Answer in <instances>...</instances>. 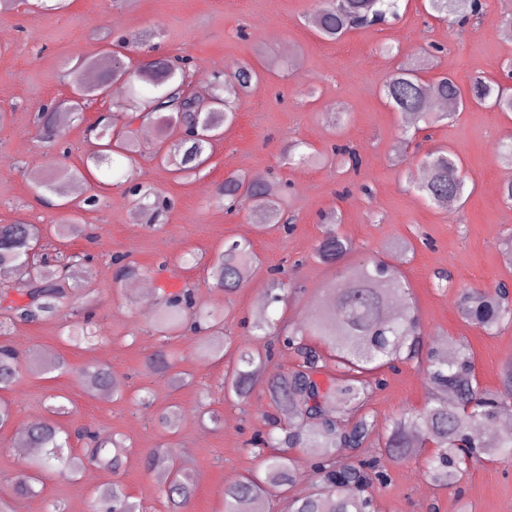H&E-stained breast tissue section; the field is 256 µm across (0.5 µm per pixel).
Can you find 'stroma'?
Listing matches in <instances>:
<instances>
[{"mask_svg":"<svg viewBox=\"0 0 512 512\" xmlns=\"http://www.w3.org/2000/svg\"><path fill=\"white\" fill-rule=\"evenodd\" d=\"M483 3L478 22L461 29L427 15L421 0H409L399 20L350 31L338 41L322 39L310 24L316 0H70L62 11L29 10L20 2L0 9V224L42 225L49 255H92L94 291L91 305L68 306L61 319L17 325L9 338L22 357L62 354L72 370L53 376L23 367L14 389L0 395L14 408L11 424L0 429V493L10 492L29 470L19 461L18 429L44 418L49 396L57 393L69 400L70 412L61 419L64 427L86 426L125 439L128 452L115 476L140 512H170L159 491L158 472L144 464L148 449L159 444L173 442L180 465L195 479L189 512H224L229 477H241L259 463L250 440L271 429L278 415L265 384H258L245 402L225 397L221 382L232 356L201 359L189 333L161 342L149 327L152 311L143 307L132 280H117L111 263L116 253L146 271L166 262V271L152 279V286L193 287L197 307L223 308L224 337L237 345L247 336L245 321L256 318L253 304L266 292L269 269L283 268L300 291L288 302L266 307V314L287 323L314 315L324 289L339 275L338 267L313 256L325 232L323 215L338 210V230L354 245L351 261L391 254L411 285L424 332L454 343L467 341L481 388H500L503 369L512 362V326L491 335L477 332L461 318L456 302L462 289L512 281V255L504 247L512 239V206L500 194L502 185L512 181V165L499 159L502 140L512 134V120L489 109L466 110L431 128L428 141L401 149L397 142L406 122L382 96L398 60L430 43L441 50L426 80L444 72L463 86L477 74L502 79L500 66L512 58V41L497 33L512 27V0ZM136 34L143 35L145 45L132 51L131 59H143L152 47L163 55L192 58L199 82L214 69L254 62L261 47L284 60L299 58L300 65L254 85L208 162L189 176L172 174L153 157L159 141H174V131L142 128V155L130 175L172 202L155 228L142 226L123 186L100 172L82 187L83 193L100 196L96 209L79 212L84 233L57 238L50 230L66 211L42 201L45 185L58 170L85 164L95 150L87 126L127 94L120 91L113 101L90 104L58 145L37 137L35 114L40 104L68 96V58L89 49L103 52ZM312 85L319 89L313 97L307 94ZM340 107L349 120L339 131H330L324 118ZM296 139L321 152L335 143L350 145L358 150L361 165L355 170L334 162L286 165L283 151ZM435 145L457 153L467 175L465 202L452 213L429 205L415 189L421 159ZM231 174L250 179L259 174L276 184L293 220L292 231L255 227L245 209L227 213L214 192ZM243 234L260 259L250 287L226 294L207 288L202 268L182 261L187 252L210 255L222 249L225 239ZM398 241L409 242L410 250L391 253ZM441 272L450 276L444 288L438 285ZM83 320L101 330L103 341L88 351L65 346L60 339L63 322ZM163 343L178 351L176 368L189 374L188 385L171 389L148 370L147 357ZM89 363L111 367L125 381L127 396L86 393L79 371ZM383 376L385 387L367 405L381 432L430 397L417 362ZM143 388L155 392L154 404L146 410L131 400ZM171 405L183 412L174 435L158 421ZM212 410L222 413V425L210 423ZM111 476L95 464L72 480L47 476L38 493L17 499L16 510L53 512L61 502L65 512H91L94 489ZM374 496L377 512H428L433 504L439 512H512V463L483 461L457 486L441 489L429 480L422 457H412L393 465L391 483Z\"/></svg>","mask_w":512,"mask_h":512,"instance_id":"obj_1","label":"stroma"}]
</instances>
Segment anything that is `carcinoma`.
<instances>
[{
  "label": "carcinoma",
  "mask_w": 512,
  "mask_h": 512,
  "mask_svg": "<svg viewBox=\"0 0 512 512\" xmlns=\"http://www.w3.org/2000/svg\"><path fill=\"white\" fill-rule=\"evenodd\" d=\"M403 0H319L312 23L318 35L328 41H337L353 29L389 24L397 20ZM427 12L445 15L453 25L464 17L478 20L483 11L475 10L474 0H424ZM441 48L429 44L406 59L383 85L387 103L410 125L421 130L420 124L431 126L454 116L452 112H430L426 95L432 89L442 98L464 108L468 105L486 107L505 116L512 115V89L496 79L484 75L470 78L462 88L456 79L443 73L432 82L423 74L430 69L434 53ZM258 65L244 64L237 68L234 80H225L224 71L211 75L216 102L211 112H195L192 101L171 92L188 85L194 70L167 66L155 69L149 59L138 64L123 63L112 70L111 59L120 56L109 51L103 56L86 60L74 56V64L67 76L71 89L69 97L54 104L55 111L38 112L37 135L48 141H58L66 134L67 123L82 118L81 98L95 93V86L85 82L91 70L104 79L122 81L129 87V104H118L112 114L101 115L86 128L96 141L97 150L89 157L91 166L85 171L62 169L51 184L57 197L70 205L69 188L84 181L91 169L112 170L114 164L125 159L129 166L136 164L140 154L137 121L172 127L179 137L157 150L160 163L175 174L195 172L210 158L213 140L198 138L194 129L203 120L213 124L212 133L224 132V125L236 120L239 101L262 74H275L280 69L277 56L263 50L257 52ZM328 160L311 150L308 143L296 141L288 146V164L311 165ZM427 169L424 180L417 183L420 197L433 206L444 207L450 201L460 203L466 192L465 176L456 153L443 146L431 149L422 159ZM125 193L135 202L136 212L147 218L148 227L167 211L171 201L153 192L147 186L125 179ZM216 196L231 209H247L257 218L261 229L288 223L284 207L273 185L251 181L239 175H229L217 185ZM41 231L32 224H0V268H7L30 276L31 288L27 301L17 304L8 299V289H0V337H8L19 322L43 320L57 315L69 298L67 289L79 287L75 273L84 269L92 257L77 253L62 264H53L37 252ZM353 251L352 243L330 229L319 241L315 255L328 265L345 264ZM254 247L249 240H234L214 257L207 268L206 284L218 290H235L244 275L255 264ZM292 293L284 272H269L267 303L287 300ZM457 307L462 319L472 328L492 334L512 324V291L506 283L495 287L470 288L460 293ZM224 311L220 308L198 309L194 292L162 291L150 321V328L167 339L190 332L197 336L200 358L219 360L224 357ZM313 336L336 361L341 375L322 380L319 374L327 368L324 357L314 348L301 344L299 337ZM272 337L284 348L295 350L299 363L288 374L277 378L269 386L271 396L287 425L281 436L270 435L260 441L266 448L279 452L263 455L257 470L242 477L224 490V512H254L255 505L267 498L287 491L302 480L286 448L303 446L319 448L321 454L313 464L310 488L300 496L291 497L287 512H373V488L390 479V468L401 460L416 457L425 450V443L434 445L427 458V473L436 487L451 488L471 465L483 460L512 462V430L499 428V417L512 406V364L502 374V389L489 392L480 388L475 365L462 342L448 350L446 344L431 338L421 328L412 302L408 281L400 269L381 257H370L345 264L342 275L324 289L317 313L310 319L290 327L281 321L265 317L252 325V334L237 347L233 369L225 375L229 396L246 401L260 377L265 374V363L274 355L269 346L261 351L254 347L256 340ZM74 349H89L96 337L76 324L68 325L64 338ZM426 352L425 382L431 390L427 405L416 411L405 412L395 419L384 435V446L368 454L366 444L375 429L371 415L364 407L376 389L384 382L373 374L394 363L412 360ZM175 352L159 349L148 358L147 367L159 375V380L177 386L181 379L171 373ZM29 361L48 374L71 371L68 360L57 356ZM24 359L8 342L0 343V391L10 390L16 384ZM82 383L92 396L108 394L123 397L125 383L114 378L112 370L89 364L81 371ZM332 408L334 413H320ZM67 413L64 404H53L48 417L31 422L26 445L37 449L31 460V472L18 478L15 492L19 496L35 491L42 473L55 471L70 479L78 475L90 462L117 472L125 457L121 442L104 438L112 445V456L103 459L102 447L91 449L82 456L74 453L73 441L93 442L94 432L87 428L69 432L57 417ZM169 432L176 433L181 411L171 407L159 416ZM150 468L163 472L161 493L174 507L186 510L194 494V480L181 467L172 448H151L145 455ZM93 510L105 512H136L125 487L117 482H106L95 491Z\"/></svg>",
  "instance_id": "1"
}]
</instances>
